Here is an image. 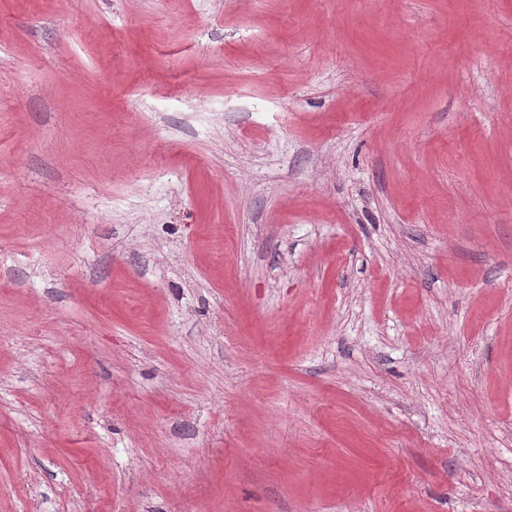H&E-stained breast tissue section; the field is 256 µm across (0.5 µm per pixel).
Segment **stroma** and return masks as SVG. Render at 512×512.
<instances>
[{"label":"stroma","instance_id":"obj_1","mask_svg":"<svg viewBox=\"0 0 512 512\" xmlns=\"http://www.w3.org/2000/svg\"><path fill=\"white\" fill-rule=\"evenodd\" d=\"M0 512H512V0H0Z\"/></svg>","mask_w":512,"mask_h":512}]
</instances>
